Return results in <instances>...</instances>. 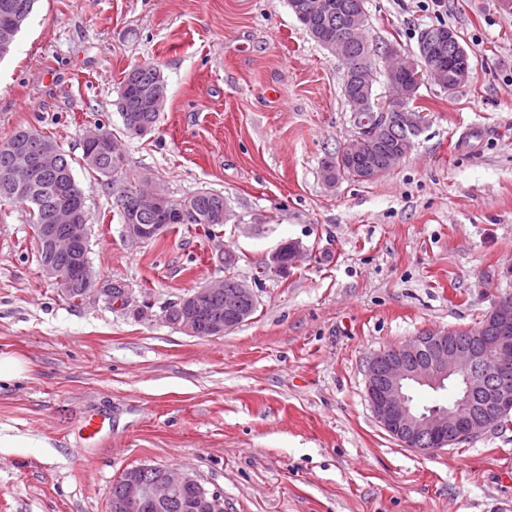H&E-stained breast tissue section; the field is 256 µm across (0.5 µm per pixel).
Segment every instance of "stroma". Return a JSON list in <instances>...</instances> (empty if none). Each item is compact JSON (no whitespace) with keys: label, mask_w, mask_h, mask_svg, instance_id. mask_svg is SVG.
<instances>
[{"label":"stroma","mask_w":512,"mask_h":512,"mask_svg":"<svg viewBox=\"0 0 512 512\" xmlns=\"http://www.w3.org/2000/svg\"><path fill=\"white\" fill-rule=\"evenodd\" d=\"M368 41L418 50L454 28L473 62L455 92L423 82L426 122L383 177L327 187L321 166L355 129L344 63L309 38L288 0H37L0 60V139L49 134L72 158L86 129L121 138L120 183L172 201L208 189L219 237L174 224L127 238L117 192L83 169L93 292L63 298L41 271L27 209L0 204V353L28 364L0 383V512H110L125 469L168 465L224 495L226 512H512V423L424 453L402 446L366 398L368 361L426 330L474 327L512 293V12L498 0H366ZM160 65L156 128L123 133L120 82ZM286 240L305 253L258 276ZM238 262L225 268L224 252ZM231 275L257 310L221 336L163 309ZM124 283L127 305L106 293ZM90 414L112 436L79 438Z\"/></svg>","instance_id":"1"}]
</instances>
